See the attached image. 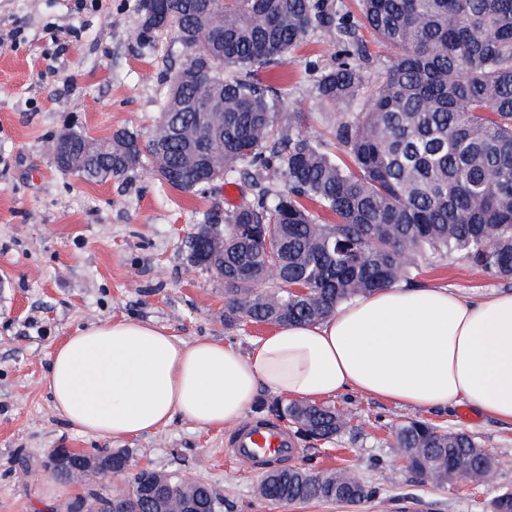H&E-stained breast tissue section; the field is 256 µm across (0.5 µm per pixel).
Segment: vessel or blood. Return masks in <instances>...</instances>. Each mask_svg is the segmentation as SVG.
Returning a JSON list of instances; mask_svg holds the SVG:
<instances>
[{"mask_svg":"<svg viewBox=\"0 0 512 512\" xmlns=\"http://www.w3.org/2000/svg\"><path fill=\"white\" fill-rule=\"evenodd\" d=\"M295 454V442L290 433L275 422L252 420L225 438V457L250 463L259 473L269 464L291 459Z\"/></svg>","mask_w":512,"mask_h":512,"instance_id":"b4317fda","label":"vessel or blood"}]
</instances>
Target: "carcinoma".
<instances>
[{
    "label": "carcinoma",
    "instance_id": "1",
    "mask_svg": "<svg viewBox=\"0 0 512 512\" xmlns=\"http://www.w3.org/2000/svg\"><path fill=\"white\" fill-rule=\"evenodd\" d=\"M373 34L397 50L371 88L372 58L355 36L344 0H169L179 24L147 21L138 4V41L157 33L181 44L209 9L224 10V32L205 58L166 75L159 120L145 144L126 130L86 148L87 134L61 132L74 160L56 167L86 183L120 179L149 158L158 180L184 193L251 180L255 203L202 213L183 240L188 262L215 267L224 281V327L244 322L320 321L339 304L394 284H413L429 258L454 254L481 274L512 279V0H359ZM341 44L331 68H313L316 99L347 105L329 135L308 132L300 112L285 113V83L262 75L316 30ZM224 109V124L210 114ZM331 214L328 224L323 215ZM278 277L261 291L270 270ZM309 293L298 296L291 287ZM268 412L302 439L343 433L352 414L317 403L276 402ZM406 464L434 484L478 481L496 460L463 430L410 419L391 430ZM112 471L137 512H223L206 484L134 469L126 449ZM377 487L350 471L278 469L258 495L273 503H361Z\"/></svg>",
    "mask_w": 512,
    "mask_h": 512
}]
</instances>
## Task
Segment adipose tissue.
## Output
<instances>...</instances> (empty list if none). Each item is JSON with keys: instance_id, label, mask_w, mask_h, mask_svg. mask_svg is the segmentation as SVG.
<instances>
[{"instance_id": "adipose-tissue-1", "label": "adipose tissue", "mask_w": 512, "mask_h": 512, "mask_svg": "<svg viewBox=\"0 0 512 512\" xmlns=\"http://www.w3.org/2000/svg\"><path fill=\"white\" fill-rule=\"evenodd\" d=\"M46 383L65 419L112 440L178 416L235 424L263 391L313 402L351 390L412 410L464 404L512 422V293L465 300L446 287L382 288L324 321L275 326L245 352L114 320L66 337Z\"/></svg>"}]
</instances>
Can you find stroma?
I'll use <instances>...</instances> for the list:
<instances>
[{
	"label": "stroma",
	"mask_w": 512,
	"mask_h": 512,
	"mask_svg": "<svg viewBox=\"0 0 512 512\" xmlns=\"http://www.w3.org/2000/svg\"><path fill=\"white\" fill-rule=\"evenodd\" d=\"M137 0H0V512H98L113 479L61 482L45 474L54 448L129 450L137 466L208 484L224 512H491L512 491V423L458 407L417 412L355 392L331 397L351 410V429L329 441L298 440L296 465L343 468L380 490L354 505H281L259 498L258 474L224 456L226 428L201 429L183 417L136 438L87 436L55 409L45 375L49 356L77 329L128 318L165 327L190 342L209 337L248 350L266 324L224 327V283L189 268L182 240L200 213L252 199L249 187L183 193L162 185L150 165L124 178L87 184L61 172L52 144L68 125L98 141L127 127L152 134L161 75L187 59L172 34L152 49L137 41ZM336 62V38L311 33L288 57L287 109L304 113L311 134L342 112L313 93L311 64ZM416 286H443L465 298L512 292V279L483 276L461 258L423 262ZM420 418L463 430L495 456L492 480L421 482L392 446L397 424Z\"/></svg>",
	"instance_id": "35a3bbf8"
}]
</instances>
